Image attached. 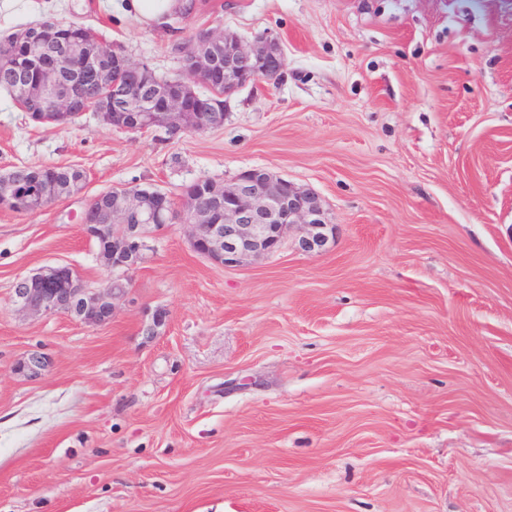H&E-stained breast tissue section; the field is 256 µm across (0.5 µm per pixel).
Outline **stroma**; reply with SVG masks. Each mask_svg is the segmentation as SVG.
<instances>
[{"label": "stroma", "mask_w": 512, "mask_h": 512, "mask_svg": "<svg viewBox=\"0 0 512 512\" xmlns=\"http://www.w3.org/2000/svg\"><path fill=\"white\" fill-rule=\"evenodd\" d=\"M128 2L0 0V34L74 21L173 77L206 26L286 66L177 136L38 124L0 93V173L87 175L0 210V512H512V0H196L151 25ZM254 167L319 198L326 251L226 268L174 223L110 321L16 310L42 266L113 277L79 221L102 191L177 202ZM8 174L9 172L0 174V181L3 182L4 187L0 196L2 209L20 204V201L29 196L38 197L41 201L45 202L46 207L59 201L60 199L55 198L50 193L51 186L49 184H30L38 177L50 178L55 195L61 199H66L82 190L86 182L85 172L74 166H42L40 168L17 166L10 170L11 179H9ZM10 180L16 184L11 183ZM18 184L30 185L21 186ZM42 207L43 203L34 198L20 204L15 211L34 212L41 210Z\"/></svg>", "instance_id": "35a3bbf8"}]
</instances>
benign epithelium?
Listing matches in <instances>:
<instances>
[{
	"label": "benign epithelium",
	"mask_w": 512,
	"mask_h": 512,
	"mask_svg": "<svg viewBox=\"0 0 512 512\" xmlns=\"http://www.w3.org/2000/svg\"><path fill=\"white\" fill-rule=\"evenodd\" d=\"M15 40L20 45H29L33 58L47 46L54 47L51 63L43 66L25 87V93L48 101L44 114L30 115L37 123L47 122V114L84 111V91L93 84L128 99L141 94L147 69L124 51L100 40L88 44L79 37L61 33L41 42L28 36L25 29L16 33ZM191 41L198 43L203 55L183 68L178 80L189 95L162 91L140 109L116 107L110 125L141 133L205 132L213 126L215 114L211 100L191 96L195 85L204 84L227 99L249 84L278 79L285 67L282 48L272 37L246 42L222 29L203 27L196 30ZM221 53L224 66L219 67L216 58ZM103 55L112 61V72L108 75L98 65ZM0 181L3 208L17 205L29 196L39 198L47 206L57 202L48 184H13L6 172L0 174ZM105 195L112 200L115 247L101 255L108 267L126 271L144 260L142 227L172 222L174 206L167 193L159 189L126 187L107 190ZM179 217L180 223L190 228L193 250L224 267L241 266L273 254L290 237L306 253H321L333 240L334 225L319 199L263 168L242 171L222 183V192L207 209L182 196ZM80 224L90 239L106 233V226L97 223L91 203L83 210ZM124 295L119 277L113 278L110 285L91 287L71 268L59 265H44L20 276L12 288V301L22 312H62L79 318L81 323L94 325L110 320L114 300ZM47 366L45 355L32 353L19 363L18 370L36 377Z\"/></svg>",
	"instance_id": "obj_1"
}]
</instances>
